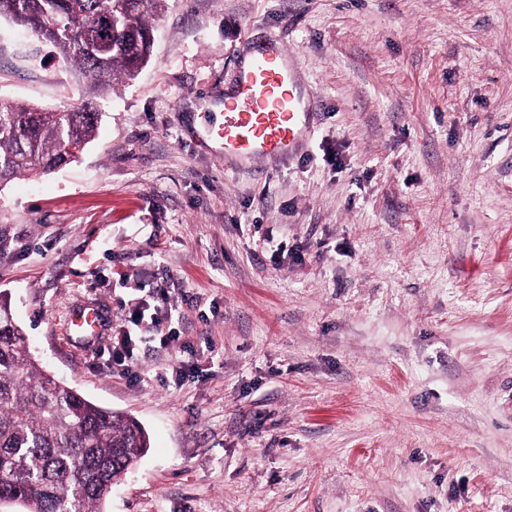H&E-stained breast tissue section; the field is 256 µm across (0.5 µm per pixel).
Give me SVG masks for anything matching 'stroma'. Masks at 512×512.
Segmentation results:
<instances>
[{"mask_svg": "<svg viewBox=\"0 0 512 512\" xmlns=\"http://www.w3.org/2000/svg\"><path fill=\"white\" fill-rule=\"evenodd\" d=\"M150 24L104 91L0 18V106L101 114L78 161L0 187V293L46 371L149 435L103 512H512V0H166ZM270 37L317 118L233 171L197 112ZM87 304L93 345L66 333Z\"/></svg>", "mask_w": 512, "mask_h": 512, "instance_id": "1", "label": "stroma"}]
</instances>
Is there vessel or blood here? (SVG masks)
Segmentation results:
<instances>
[{
    "label": "vessel or blood",
    "instance_id": "obj_1",
    "mask_svg": "<svg viewBox=\"0 0 512 512\" xmlns=\"http://www.w3.org/2000/svg\"><path fill=\"white\" fill-rule=\"evenodd\" d=\"M298 66L280 39H270L239 70L223 109L210 113L197 131L201 147L222 154L239 171L252 169L260 160L292 157L312 117L311 103L299 91ZM102 317L98 308L80 311L72 320L76 335L97 337Z\"/></svg>",
    "mask_w": 512,
    "mask_h": 512
}]
</instances>
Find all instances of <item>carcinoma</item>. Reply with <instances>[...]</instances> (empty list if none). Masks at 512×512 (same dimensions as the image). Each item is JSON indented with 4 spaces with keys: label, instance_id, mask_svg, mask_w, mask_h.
Returning a JSON list of instances; mask_svg holds the SVG:
<instances>
[{
    "label": "carcinoma",
    "instance_id": "obj_1",
    "mask_svg": "<svg viewBox=\"0 0 512 512\" xmlns=\"http://www.w3.org/2000/svg\"><path fill=\"white\" fill-rule=\"evenodd\" d=\"M163 0H0V18L38 32L93 86L135 76L152 53L145 16ZM112 24L106 59L83 46L104 20ZM99 115L44 112L26 105L0 108V186L20 175L47 173L77 159ZM0 301V501L23 512H101L112 489L149 448L133 418L99 406L46 374L31 357L23 329Z\"/></svg>",
    "mask_w": 512,
    "mask_h": 512
}]
</instances>
